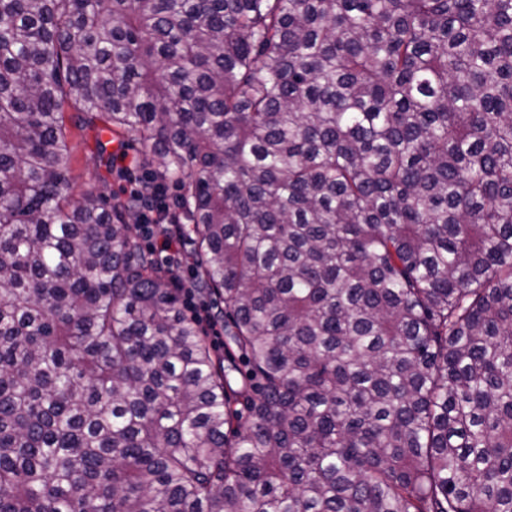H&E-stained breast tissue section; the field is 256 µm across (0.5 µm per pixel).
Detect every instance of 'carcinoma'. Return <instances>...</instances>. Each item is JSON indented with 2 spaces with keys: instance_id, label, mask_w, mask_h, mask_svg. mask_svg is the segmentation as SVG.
I'll return each mask as SVG.
<instances>
[{
  "instance_id": "cac0c4a2",
  "label": "carcinoma",
  "mask_w": 512,
  "mask_h": 512,
  "mask_svg": "<svg viewBox=\"0 0 512 512\" xmlns=\"http://www.w3.org/2000/svg\"><path fill=\"white\" fill-rule=\"evenodd\" d=\"M0 512H512V0H0ZM109 140L102 138V142L105 143V153L104 160L101 161L93 135L70 128L68 133V141L72 149L70 181L74 198H80L81 194L88 190L98 192L99 177L106 181L105 196L113 194L124 197L122 190L127 186V181L118 177L115 171H110L104 162L109 155L112 157L125 153L129 164L134 154V147L130 145L120 148L117 143H107ZM172 209L166 187L153 190V202L145 209L138 224V240L152 254L161 268L179 265L184 259L182 224H171ZM175 285L176 288H180V291L183 292V295L185 296L187 302L194 309L196 319L200 323H206L207 325H211L212 316L210 314L209 308L198 301V292L194 285L189 281H180Z\"/></svg>"
}]
</instances>
